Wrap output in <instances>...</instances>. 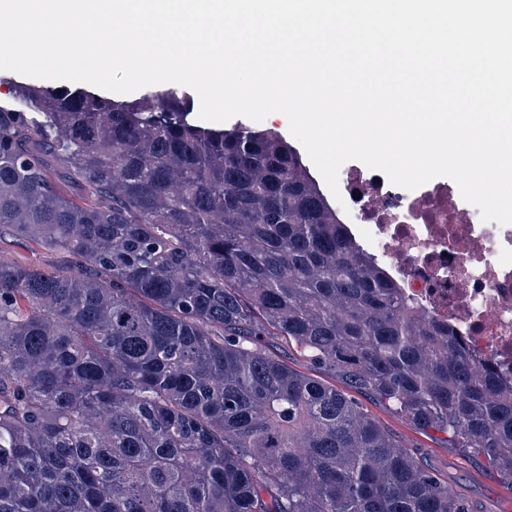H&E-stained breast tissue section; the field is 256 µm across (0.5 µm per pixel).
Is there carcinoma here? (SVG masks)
<instances>
[{"mask_svg":"<svg viewBox=\"0 0 512 512\" xmlns=\"http://www.w3.org/2000/svg\"><path fill=\"white\" fill-rule=\"evenodd\" d=\"M11 88L0 227L75 263L0 257V512H476L357 393L512 492V378L398 286L280 134L194 123L175 89Z\"/></svg>","mask_w":512,"mask_h":512,"instance_id":"1","label":"carcinoma"}]
</instances>
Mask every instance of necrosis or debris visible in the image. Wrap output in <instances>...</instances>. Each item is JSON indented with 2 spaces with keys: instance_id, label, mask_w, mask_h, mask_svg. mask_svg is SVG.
Segmentation results:
<instances>
[{
  "instance_id": "obj_1",
  "label": "necrosis or debris",
  "mask_w": 512,
  "mask_h": 512,
  "mask_svg": "<svg viewBox=\"0 0 512 512\" xmlns=\"http://www.w3.org/2000/svg\"><path fill=\"white\" fill-rule=\"evenodd\" d=\"M339 191L341 222L357 225L398 285L471 354L512 375V225L459 211L444 185L409 191L381 173H351Z\"/></svg>"
}]
</instances>
